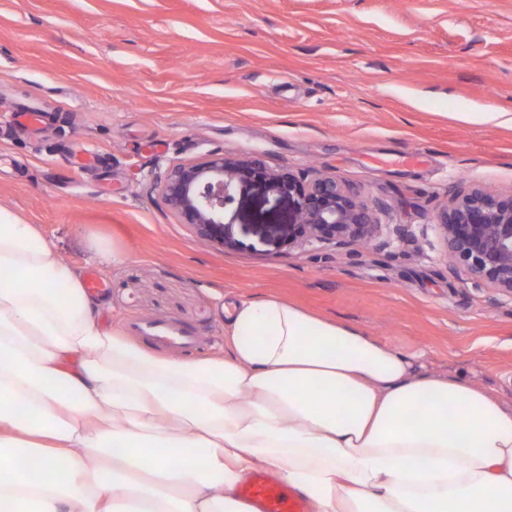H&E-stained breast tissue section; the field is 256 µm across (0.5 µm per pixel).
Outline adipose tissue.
<instances>
[{
    "mask_svg": "<svg viewBox=\"0 0 512 512\" xmlns=\"http://www.w3.org/2000/svg\"><path fill=\"white\" fill-rule=\"evenodd\" d=\"M79 272L0 207V512H512V408L274 295L224 306L223 353L158 356L96 322ZM239 488V497L254 506L257 512H307L302 498L279 481L257 470Z\"/></svg>",
    "mask_w": 512,
    "mask_h": 512,
    "instance_id": "ef3b65f1",
    "label": "adipose tissue"
}]
</instances>
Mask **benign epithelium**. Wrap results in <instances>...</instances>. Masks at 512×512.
Instances as JSON below:
<instances>
[{"instance_id": "1", "label": "benign epithelium", "mask_w": 512, "mask_h": 512, "mask_svg": "<svg viewBox=\"0 0 512 512\" xmlns=\"http://www.w3.org/2000/svg\"><path fill=\"white\" fill-rule=\"evenodd\" d=\"M164 203L194 227L205 242L233 248L237 241L226 210L236 197L256 191L291 201L295 220L291 239L309 246L344 248L371 241L379 223L370 209L340 179L273 171L251 157L222 152L177 165L153 179ZM448 260L464 280L512 299V190L461 188L435 215Z\"/></svg>"}]
</instances>
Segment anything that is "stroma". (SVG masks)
I'll list each match as a JSON object with an SVG mask.
<instances>
[{
	"label": "stroma",
	"instance_id": "1",
	"mask_svg": "<svg viewBox=\"0 0 512 512\" xmlns=\"http://www.w3.org/2000/svg\"><path fill=\"white\" fill-rule=\"evenodd\" d=\"M499 109L512 0H0V206L99 272L103 328L186 324L189 359L223 351L225 301L273 294L512 407V300L457 277L431 222L456 186L512 189V128L459 118ZM214 151L387 204V246L292 242L274 195L203 246L144 186Z\"/></svg>",
	"mask_w": 512,
	"mask_h": 512
}]
</instances>
